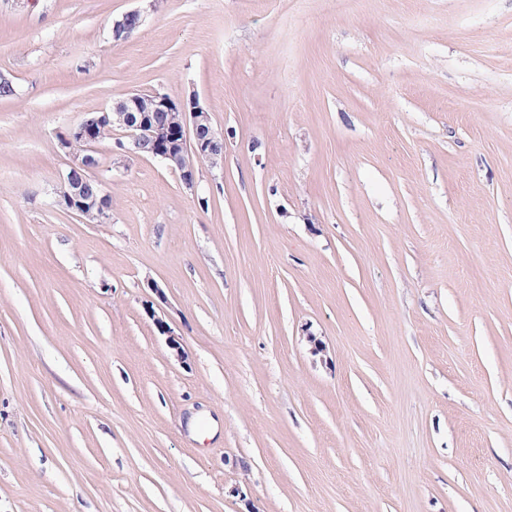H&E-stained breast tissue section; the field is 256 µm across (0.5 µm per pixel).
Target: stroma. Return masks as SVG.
Returning a JSON list of instances; mask_svg holds the SVG:
<instances>
[{
	"label": "stroma",
	"instance_id": "1",
	"mask_svg": "<svg viewBox=\"0 0 512 512\" xmlns=\"http://www.w3.org/2000/svg\"><path fill=\"white\" fill-rule=\"evenodd\" d=\"M0 77V512H512V0H0ZM135 91L224 163L85 223ZM153 96L152 112H156L160 123L175 125L181 119L178 133L161 125L149 112H145L138 95L129 94L112 109L89 113L58 136L57 144L62 149L71 150L76 140L85 144V152L76 157L75 163L63 177L57 199L59 206L89 223L103 224L112 219L110 196L104 185L90 172L96 166V159L91 154L97 144L96 134L103 129L112 131L113 122L119 123L127 138V147L120 141V148L125 147L127 152L140 154L145 145H150V157L164 163L188 189L195 184V160L212 165L224 160V135L214 130L210 112L200 103L197 95L192 94L188 100L179 101L166 94L154 93ZM89 177L95 181V190L88 189Z\"/></svg>",
	"mask_w": 512,
	"mask_h": 512
}]
</instances>
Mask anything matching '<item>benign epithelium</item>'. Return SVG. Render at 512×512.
Listing matches in <instances>:
<instances>
[{"mask_svg":"<svg viewBox=\"0 0 512 512\" xmlns=\"http://www.w3.org/2000/svg\"><path fill=\"white\" fill-rule=\"evenodd\" d=\"M145 15L139 10L126 12L121 20L113 25V38L125 37L131 26H142ZM154 112L181 113L180 131L173 132L158 123L143 110L141 98L129 94L118 101L111 109L92 112L58 136L57 144L62 149H70L75 141L85 144V152L76 157L75 163L63 177L62 188L57 203L62 208L77 214L89 223H107L112 219L110 196L100 181H95V189L88 188V178L96 166L93 156L97 144L96 134L103 129H112L117 122L122 128L127 142V151L139 153L150 146L151 157L160 160L173 173L177 174L191 189L195 184V162L205 161L212 165L224 160V136L218 134L212 125L209 110L192 94L183 100H174L166 94H154L151 103Z\"/></svg>","mask_w":512,"mask_h":512,"instance_id":"obj_1","label":"benign epithelium"}]
</instances>
